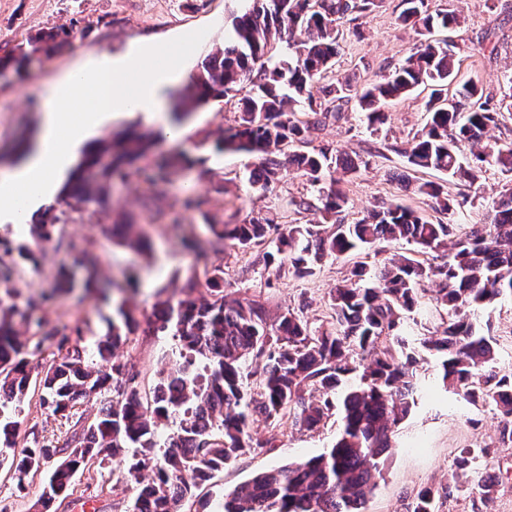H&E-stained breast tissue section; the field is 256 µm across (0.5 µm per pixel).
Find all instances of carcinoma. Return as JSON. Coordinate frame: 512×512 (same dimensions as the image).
Returning a JSON list of instances; mask_svg holds the SVG:
<instances>
[{
	"mask_svg": "<svg viewBox=\"0 0 512 512\" xmlns=\"http://www.w3.org/2000/svg\"><path fill=\"white\" fill-rule=\"evenodd\" d=\"M382 3L248 0L233 17L230 44L215 45L207 53L196 71L193 93L185 99L193 109L211 98L243 94L237 125L217 141V151L286 154L288 164L317 192V201L301 197L294 201L296 208L308 211L319 203L332 221L281 229L270 217L250 216L240 224H210L215 252H222L228 240L243 249L264 244V266L297 279L311 275L328 258L381 243L405 241L414 246L413 254L372 266L355 262L330 295L333 315L325 327L311 326L302 305L270 316L262 302L224 289V270L213 267L206 279L212 300L189 298L196 287L191 280L184 288L187 298L155 306L156 329H173L180 350L175 367L159 374L146 404L133 369L120 362H112L108 372L97 368L111 362L122 339L120 326L131 327L126 301L116 304L112 330L90 354L79 326L28 345L15 318L28 320V310L40 306L44 297L28 298L23 308L0 298V447L15 445L19 421L5 414L4 407L7 401L21 403L31 386L28 348L34 355L45 344H56L57 358L39 380L46 392L41 404L69 422L62 442L36 440L15 462L20 483L31 473H50L33 512H51L53 503L68 495L79 470L103 463L101 453L116 457L129 448L134 452L127 475L135 482L130 512H177V505L214 472L273 446V434L264 440L252 436L255 423L274 429L286 418L294 427L314 430L334 416L339 417V433L327 451L254 475L227 495L224 512H362L383 474L394 429L418 404L423 353L437 358L443 387L471 404L496 406L500 441L512 443V368L499 364L493 339L476 332L471 320L476 310L512 296V183L504 185L486 223L470 224L461 232L400 203L346 224L341 214L348 199L335 174L353 175L368 161L329 149L285 152L304 142L311 127L341 120L352 102L374 134L390 103L420 86H432L428 122L398 150L407 165L471 183L486 164L512 176V143L489 135L501 111L512 112V75L496 100L472 80L456 82L455 54L448 42L426 38L436 28L459 27L463 20L458 12L431 11L427 0H401L399 18L424 37L415 51L403 62L383 67L367 85L349 76L329 77L343 20L350 16L355 21ZM75 27L73 22L28 38L0 60V68L22 76L33 56L48 57L58 40H73ZM154 144V135L135 129L94 141L65 183L64 197L107 211L112 182L147 158ZM279 171L276 161L263 162L251 171L249 183L267 191ZM414 190L427 196L436 212L448 214L461 206L434 182L417 183ZM67 221L64 211L50 218L52 225ZM48 225L33 224L30 233L47 239ZM112 235L132 248L148 247L134 224L117 222ZM440 247L448 248L447 259L430 262L427 255ZM21 261L37 265L36 251L0 238V281H9ZM78 284L88 294L99 290L94 273L79 282L70 269L57 272L58 290L68 292ZM423 303L434 307L442 330L417 339L407 320ZM90 396L97 397L100 408L87 425L76 406ZM171 419L177 420V428L165 438L163 429ZM473 460V450L459 452L453 483L469 476ZM145 471L153 474L147 483L141 482ZM172 477L181 481L175 495L169 489ZM450 489L420 488L409 497L406 512H439L437 504Z\"/></svg>",
	"mask_w": 512,
	"mask_h": 512,
	"instance_id": "carcinoma-1",
	"label": "carcinoma"
}]
</instances>
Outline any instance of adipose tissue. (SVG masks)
Instances as JSON below:
<instances>
[{"instance_id":"obj_1","label":"adipose tissue","mask_w":512,"mask_h":512,"mask_svg":"<svg viewBox=\"0 0 512 512\" xmlns=\"http://www.w3.org/2000/svg\"><path fill=\"white\" fill-rule=\"evenodd\" d=\"M197 48L191 34L119 55L106 50L88 66L48 83L32 145L17 165L0 171V220L13 221L19 209L30 211L52 199L84 141L114 114L137 112L165 124L171 92L191 81L186 61Z\"/></svg>"}]
</instances>
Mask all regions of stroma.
Here are the masks:
<instances>
[{
    "mask_svg": "<svg viewBox=\"0 0 512 512\" xmlns=\"http://www.w3.org/2000/svg\"><path fill=\"white\" fill-rule=\"evenodd\" d=\"M430 8L451 7L465 19L462 28L450 32L455 44L458 79L477 81L488 93H497L506 72L512 71V0H428ZM236 0H0V57L21 41L42 31L77 22L80 32L71 46L50 58L33 59L24 78L0 75V168L16 165L19 143L30 142L37 133V101L44 86L84 66L102 50L120 54L136 42H175L191 33L204 34L201 51L223 43L232 28ZM401 0H383L381 7L356 21L344 22L343 38L336 57L335 72L355 77L358 84L375 80L381 67L408 57L419 37L398 16ZM426 90L394 102L377 134H370L356 110L345 119L314 127L302 149L343 150L360 154L369 165L354 177L341 182L348 198L343 214L353 223L367 210L395 201L413 210L430 214L432 221L446 224H482L497 199L506 178L493 166L484 167L475 185H468L435 171L409 170L405 158L396 151L409 135L420 130L427 114ZM241 103L236 98L209 100L184 119L180 140H158L153 154L131 168L125 180L112 186L111 216L96 213L81 203L70 202L71 223L58 224L48 240L35 241L28 225L1 224L0 237L18 244L38 245V266L18 265L7 285H0V296L12 293L15 302L50 293L54 274L61 266L77 265L83 254L98 260V274L110 285L109 301L80 299L78 294L62 295L36 309L31 322H18L22 336L37 330L50 331L83 321L86 347L104 335L112 320L117 285L135 271L140 275L131 309L135 325L117 350V358L139 374L143 400H150L160 370L172 368L176 337L167 332H149L158 300L179 298L182 288L198 281L196 300L209 299L206 270L213 265L224 269L225 289L263 302L276 314L297 307L307 300L305 316L319 325L328 319L330 292L343 278L354 260L380 261L382 255L412 250L406 242L368 248L352 257L330 258L316 266L303 279L276 276L259 258L262 247H225L214 255L212 224H236L248 216L266 215L280 227L314 224L321 215L300 211L293 199L306 194L309 185L293 167L284 168L272 189L251 187L250 172L262 158L257 154L218 153L217 140L236 124ZM184 153L194 165L188 169L159 170L161 158ZM433 181L443 185L449 196L462 206L449 214L431 212L426 198L414 192L416 182ZM207 198V205L196 208L184 204L186 195ZM136 224L152 248L140 252L113 241L108 231L111 219ZM473 322L479 331L496 340L501 365L512 364V296L494 306L478 310ZM40 391H29L20 406V425L15 445L0 447V512H31L46 479L39 473L17 482L11 467L13 456L36 439H56L64 427L59 418L48 415L40 405ZM499 415L490 405H473L456 393L433 387L423 396L412 414L392 437L382 479L369 497L364 512H405L409 496L424 486L448 483L454 461L461 449H483L468 482L444 499L440 512H512V446L498 440ZM338 424L329 421L316 430H299L282 421L278 436H271L264 423L253 427V435L274 437L273 447L240 457L213 478L196 497L183 501L178 512H218L225 494L253 475L294 461L320 454L336 437ZM491 474L496 480L490 500H481L473 485L479 477ZM74 493L59 512H125L132 495L126 464L114 459L91 466L74 478Z\"/></svg>",
    "mask_w": 512,
    "mask_h": 512,
    "instance_id": "1",
    "label": "stroma"
}]
</instances>
